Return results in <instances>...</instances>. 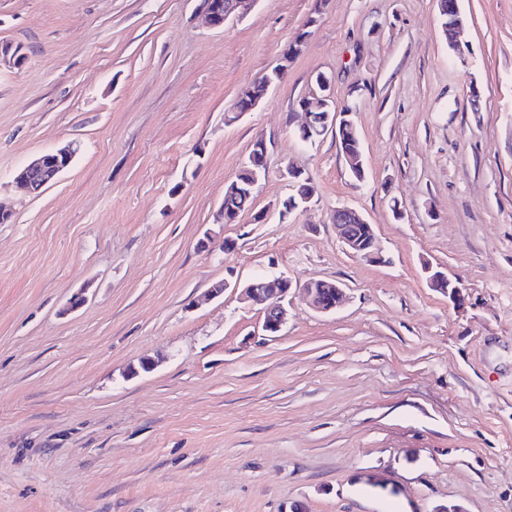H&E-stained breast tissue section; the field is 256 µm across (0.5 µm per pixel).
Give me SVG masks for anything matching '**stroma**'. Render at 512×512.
Here are the masks:
<instances>
[{"mask_svg": "<svg viewBox=\"0 0 512 512\" xmlns=\"http://www.w3.org/2000/svg\"><path fill=\"white\" fill-rule=\"evenodd\" d=\"M199 5L0 0V42L23 48L0 68V512H512V0H458L453 46L437 0H256L221 28ZM320 73L363 178L335 132L299 138ZM258 140L266 175L225 223ZM69 143L56 182L16 188ZM290 165L315 195L284 216ZM340 207L381 261L343 248ZM281 275L347 301L290 291L261 337L240 288ZM341 135L343 136V139L346 141V145L344 147L341 143ZM336 138H338L339 148L341 152L349 161L352 175L357 179L362 178L363 171L358 169L355 165H353L351 159L356 156L357 152L360 154V157L362 159L361 142L356 127L354 126L352 130H347L345 132H341L339 129H336ZM75 153L73 146L67 145L40 154L19 171L17 183L30 195L40 194L70 167ZM332 224L336 236L353 256L368 262L380 260L372 224L356 210L341 207L333 212Z\"/></svg>", "mask_w": 512, "mask_h": 512, "instance_id": "stroma-1", "label": "stroma"}]
</instances>
